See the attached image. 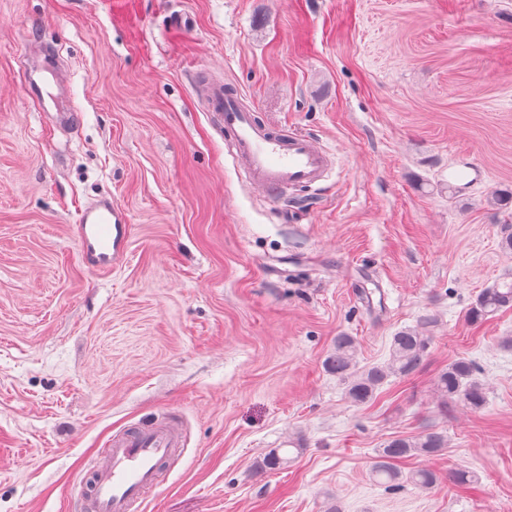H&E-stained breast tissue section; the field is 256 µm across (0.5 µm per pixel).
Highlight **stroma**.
<instances>
[{
  "label": "stroma",
  "instance_id": "obj_1",
  "mask_svg": "<svg viewBox=\"0 0 512 512\" xmlns=\"http://www.w3.org/2000/svg\"><path fill=\"white\" fill-rule=\"evenodd\" d=\"M211 78L334 154L321 190L276 203L239 177ZM103 194L130 236L98 273L76 230ZM504 224L512 0H0V512H72L112 434L161 414L188 444L142 512H512V308L468 318L512 274ZM427 315L421 369L350 403L336 337L378 364ZM459 356L487 405L443 417ZM427 424L448 448L400 469L438 486L374 485L377 448Z\"/></svg>",
  "mask_w": 512,
  "mask_h": 512
}]
</instances>
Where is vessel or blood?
<instances>
[{"label":"vessel or blood","instance_id":"b4317fda","mask_svg":"<svg viewBox=\"0 0 512 512\" xmlns=\"http://www.w3.org/2000/svg\"><path fill=\"white\" fill-rule=\"evenodd\" d=\"M206 105L231 141L239 173L270 200L293 188L317 189L328 178L333 161L327 151L305 133L259 120L223 83L208 85ZM129 233L124 211L108 197L89 202L78 220V241L97 272L123 259ZM184 446L181 427L166 420L113 434L81 480L76 512H141Z\"/></svg>","mask_w":512,"mask_h":512}]
</instances>
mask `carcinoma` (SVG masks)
Returning a JSON list of instances; mask_svg holds the SVG:
<instances>
[{
    "label": "carcinoma",
    "mask_w": 512,
    "mask_h": 512,
    "mask_svg": "<svg viewBox=\"0 0 512 512\" xmlns=\"http://www.w3.org/2000/svg\"><path fill=\"white\" fill-rule=\"evenodd\" d=\"M512 307V280L483 289L476 295L469 309L472 319H482L502 309ZM436 318L422 319L424 328L401 330L392 336L390 354L383 364L364 368L357 366L356 342L351 336H338L331 354L325 359V369L336 375L345 385V395L355 405H365L376 397V392L392 376L408 377L424 364L432 337L426 329L434 326ZM479 369L467 357H459L443 368L435 379L438 414L448 416V405L459 402L472 411L486 404L484 383L478 377ZM448 447V435L430 425L414 437H396L378 449L379 461L372 469L373 480L388 491L400 489L410 483L422 489L438 485L440 476L429 469L415 470L407 475L396 468L395 462L413 455L434 456Z\"/></svg>",
    "instance_id": "1"
}]
</instances>
